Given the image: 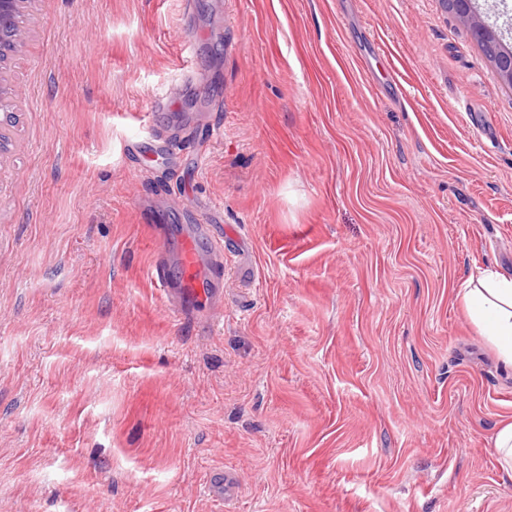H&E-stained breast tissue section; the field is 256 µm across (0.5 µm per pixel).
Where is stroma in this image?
Listing matches in <instances>:
<instances>
[{"label":"stroma","mask_w":512,"mask_h":512,"mask_svg":"<svg viewBox=\"0 0 512 512\" xmlns=\"http://www.w3.org/2000/svg\"><path fill=\"white\" fill-rule=\"evenodd\" d=\"M30 14L5 63L0 512H512V369L453 302L512 274V88L468 24L443 0ZM201 219L215 325L151 277ZM494 448L500 469L512 477V420L499 425L494 437Z\"/></svg>","instance_id":"35a3bbf8"}]
</instances>
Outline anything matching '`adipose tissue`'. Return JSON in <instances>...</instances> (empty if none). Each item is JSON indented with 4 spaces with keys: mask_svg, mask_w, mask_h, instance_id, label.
I'll use <instances>...</instances> for the list:
<instances>
[{
    "mask_svg": "<svg viewBox=\"0 0 512 512\" xmlns=\"http://www.w3.org/2000/svg\"><path fill=\"white\" fill-rule=\"evenodd\" d=\"M456 298L480 335L512 365V276L481 270L458 288Z\"/></svg>",
    "mask_w": 512,
    "mask_h": 512,
    "instance_id": "adipose-tissue-1",
    "label": "adipose tissue"
}]
</instances>
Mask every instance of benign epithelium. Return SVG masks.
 I'll list each match as a JSON object with an SVG mask.
<instances>
[{
	"label": "benign epithelium",
	"mask_w": 512,
	"mask_h": 512,
	"mask_svg": "<svg viewBox=\"0 0 512 512\" xmlns=\"http://www.w3.org/2000/svg\"><path fill=\"white\" fill-rule=\"evenodd\" d=\"M31 0H0V168L9 159L13 143L3 128L12 124L18 90L8 75L3 72L2 63L10 57L21 54L25 48L27 28L26 17ZM458 14L470 21L471 27L486 31V24L471 11V0H458Z\"/></svg>",
	"instance_id": "obj_1"
}]
</instances>
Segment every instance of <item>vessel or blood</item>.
<instances>
[{"label": "vessel or blood", "instance_id": "vessel-or-blood-1", "mask_svg": "<svg viewBox=\"0 0 512 512\" xmlns=\"http://www.w3.org/2000/svg\"><path fill=\"white\" fill-rule=\"evenodd\" d=\"M209 235V225H193L177 254H159L153 278L175 317L212 324L224 316V244L212 241L209 253L201 254L197 241Z\"/></svg>", "mask_w": 512, "mask_h": 512}]
</instances>
